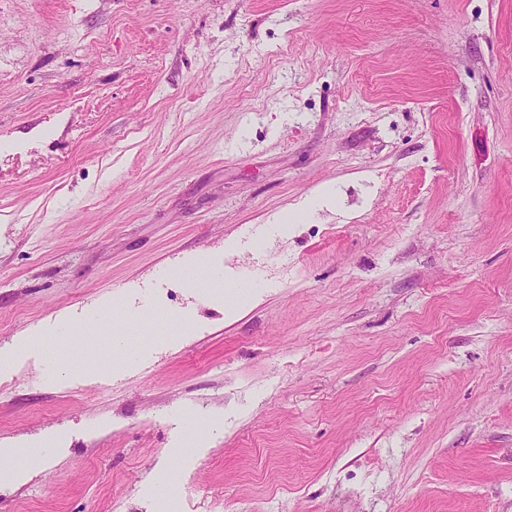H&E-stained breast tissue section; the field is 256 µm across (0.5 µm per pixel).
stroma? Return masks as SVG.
<instances>
[{
	"mask_svg": "<svg viewBox=\"0 0 512 512\" xmlns=\"http://www.w3.org/2000/svg\"><path fill=\"white\" fill-rule=\"evenodd\" d=\"M60 313L0 512H512V0H0V349Z\"/></svg>",
	"mask_w": 512,
	"mask_h": 512,
	"instance_id": "obj_1",
	"label": "stroma"
}]
</instances>
